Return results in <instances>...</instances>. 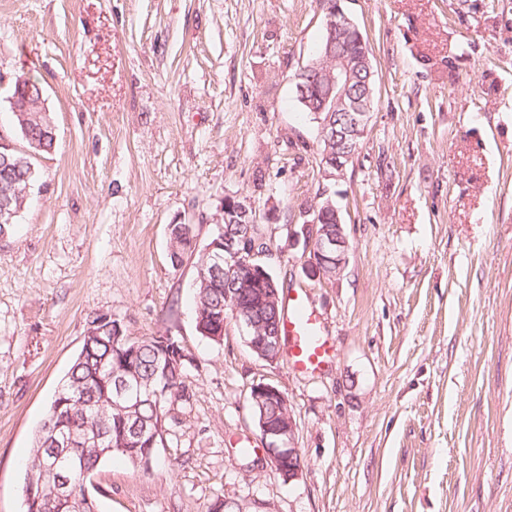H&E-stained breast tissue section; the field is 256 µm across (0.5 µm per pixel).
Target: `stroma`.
I'll use <instances>...</instances> for the list:
<instances>
[{
    "mask_svg": "<svg viewBox=\"0 0 512 512\" xmlns=\"http://www.w3.org/2000/svg\"><path fill=\"white\" fill-rule=\"evenodd\" d=\"M368 37V134L325 178L289 76L318 0H0V74L43 88L55 148L0 235V512L90 316L188 352L150 474L103 463L98 512H512V0H342ZM266 214L272 271L307 288L334 363L258 358L234 324L196 328V257L225 196ZM329 198L348 264L312 276L296 234ZM288 397L303 459L263 461L249 392ZM252 448L243 458L239 446ZM193 233L192 226L189 224H172L170 225V247L171 259L178 258V263L182 264L184 256L190 254L196 249V238ZM174 263V262H173Z\"/></svg>",
    "mask_w": 512,
    "mask_h": 512,
    "instance_id": "35a3bbf8",
    "label": "stroma"
}]
</instances>
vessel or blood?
Segmentation results:
<instances>
[{"label":"vessel or blood","mask_w":512,"mask_h":512,"mask_svg":"<svg viewBox=\"0 0 512 512\" xmlns=\"http://www.w3.org/2000/svg\"><path fill=\"white\" fill-rule=\"evenodd\" d=\"M282 336L290 369L302 373L325 370L336 357L323 334L322 322L303 289L285 298Z\"/></svg>","instance_id":"1"}]
</instances>
